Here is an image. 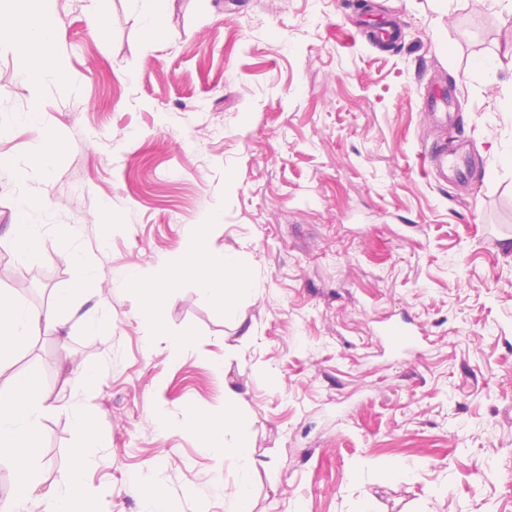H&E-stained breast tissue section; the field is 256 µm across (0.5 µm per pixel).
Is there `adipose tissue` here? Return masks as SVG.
Segmentation results:
<instances>
[{
  "label": "adipose tissue",
  "mask_w": 512,
  "mask_h": 512,
  "mask_svg": "<svg viewBox=\"0 0 512 512\" xmlns=\"http://www.w3.org/2000/svg\"><path fill=\"white\" fill-rule=\"evenodd\" d=\"M56 0H0V53L19 51L24 55L22 76L32 91L62 77L59 58L45 53L46 45L57 40L62 22L54 4ZM40 199L24 196L17 204L7 244L18 254L35 251L40 239L31 215L40 210ZM203 230L187 235L182 250L173 261L176 275L195 279L202 295L221 297L225 313L237 308V297L246 292L247 283L239 274L235 253L207 248ZM61 321L52 312L38 313L21 306L8 292L0 291V361L42 330L59 328ZM240 393L236 387L224 388V414L217 417L199 414L195 429L212 448L221 454H235L242 477H249L259 466L258 460L242 454L241 437L236 434L235 406ZM47 397L34 396L28 378L14 377L7 388L0 389V460H10L15 480L10 496L0 501V512H76L81 498L82 477L89 465L87 449L97 447V418L89 409L73 404L69 413L79 435L70 469L46 493H38L31 461Z\"/></svg>",
  "instance_id": "1"
}]
</instances>
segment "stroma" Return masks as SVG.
I'll use <instances>...</instances> for the list:
<instances>
[{
    "instance_id": "1",
    "label": "stroma",
    "mask_w": 512,
    "mask_h": 512,
    "mask_svg": "<svg viewBox=\"0 0 512 512\" xmlns=\"http://www.w3.org/2000/svg\"><path fill=\"white\" fill-rule=\"evenodd\" d=\"M89 0H57L48 54L66 74L32 96L22 60L0 55V103L40 127L0 138V237L19 194L40 197L35 252L0 248V290L54 310L79 251L102 295L0 364L55 407L41 418L35 476L51 488L79 440L66 403L99 417L93 512H140L131 484L161 488L166 512H224L233 458L206 448L199 412L224 386L262 465L241 512H512V11L496 0H174L144 30L112 0L97 33ZM394 19L399 44L361 37L357 17ZM458 89V128L479 163L443 186L423 155L441 135L429 82ZM54 143L48 168L29 161ZM111 202L106 221L102 202ZM222 213V223L212 221ZM72 224L66 239L54 225ZM204 226L237 254L243 326L170 263ZM136 269L162 288L158 324L139 318ZM410 316L415 352L378 328ZM194 342L173 353L169 340ZM94 366L97 380L82 371Z\"/></svg>"
}]
</instances>
